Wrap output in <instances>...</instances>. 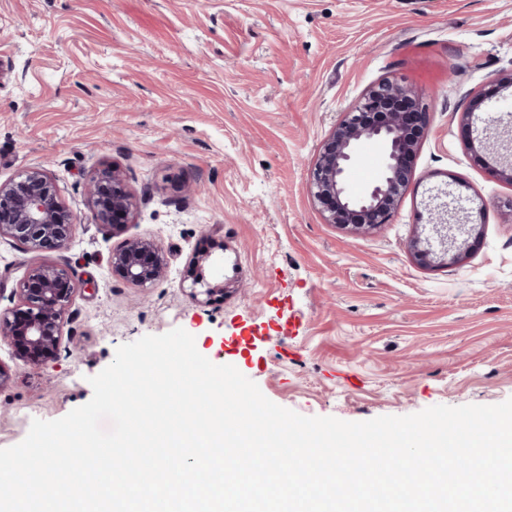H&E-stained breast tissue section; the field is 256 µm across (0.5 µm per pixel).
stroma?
<instances>
[{
    "label": "stroma",
    "mask_w": 512,
    "mask_h": 512,
    "mask_svg": "<svg viewBox=\"0 0 512 512\" xmlns=\"http://www.w3.org/2000/svg\"><path fill=\"white\" fill-rule=\"evenodd\" d=\"M427 101L416 183L378 233L325 223L308 170L335 124L382 79ZM512 0H0V181L32 166L76 216L62 252L0 243V310L35 263L78 286L57 362L0 344V448L33 419L87 403L117 348L180 327L273 403L360 422L512 398V184L465 145L460 117H506ZM135 193L124 233L96 224L89 175ZM481 206L467 263L423 267L408 241L435 174ZM169 262L147 288L112 274L124 239ZM224 298L193 302L192 253Z\"/></svg>",
    "instance_id": "1"
}]
</instances>
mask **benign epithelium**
Returning a JSON list of instances; mask_svg holds the SVG:
<instances>
[{
  "label": "benign epithelium",
  "instance_id": "benign-epithelium-1",
  "mask_svg": "<svg viewBox=\"0 0 512 512\" xmlns=\"http://www.w3.org/2000/svg\"><path fill=\"white\" fill-rule=\"evenodd\" d=\"M431 116L429 105L409 88L383 80L370 87L336 123L324 140L309 173V193L324 221L356 235L376 232L388 223L401 198L414 180V159L425 139ZM372 140L382 149L385 162L377 179L364 195H352L346 173L358 159L359 147ZM474 154L483 153L496 162L495 176L512 183V127H484L482 136L467 139ZM449 178L447 200L440 195L428 203L429 234L410 240L414 259L423 266L435 263L453 266L464 262L481 236V225L470 221L467 211L456 207L460 196ZM86 199L96 223L119 231L128 223L134 198L119 171L105 167L89 178ZM77 227L74 213L61 200L50 174L40 166L0 181V242L6 241L29 253L67 249ZM215 250L192 254L186 278L189 297L205 302L224 297V288L210 286L202 268L217 262ZM112 273L140 287L163 279L168 263L157 244L147 238L130 237L111 253ZM76 286L66 267L39 264L29 269L16 289L19 307L0 312V342L34 364L59 359L64 324Z\"/></svg>",
  "mask_w": 512,
  "mask_h": 512
}]
</instances>
